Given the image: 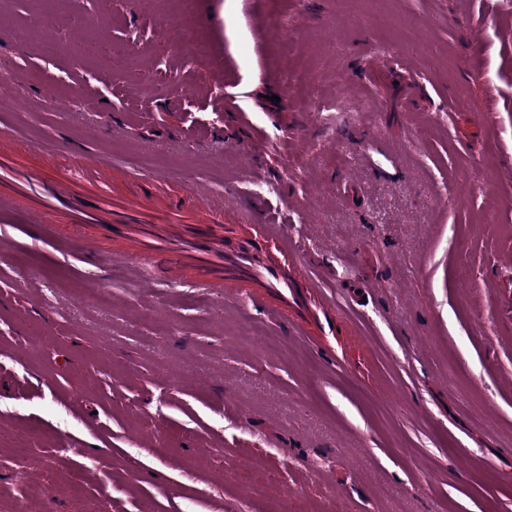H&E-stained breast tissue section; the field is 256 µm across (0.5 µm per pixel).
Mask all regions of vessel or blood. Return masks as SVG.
I'll return each instance as SVG.
<instances>
[{"label": "vessel or blood", "mask_w": 512, "mask_h": 512, "mask_svg": "<svg viewBox=\"0 0 512 512\" xmlns=\"http://www.w3.org/2000/svg\"><path fill=\"white\" fill-rule=\"evenodd\" d=\"M112 164L58 165L35 172L0 131V223L26 224L37 236L72 231L84 255L144 286L192 285L237 291L259 314L288 319V295L314 288L320 326L336 329V304L318 273L299 279L300 256L287 225L248 201L224 205L223 194L175 190L170 176L150 177L142 192L112 177Z\"/></svg>", "instance_id": "b4317fda"}]
</instances>
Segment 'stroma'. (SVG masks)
Returning a JSON list of instances; mask_svg holds the SVG:
<instances>
[{
    "label": "stroma",
    "mask_w": 512,
    "mask_h": 512,
    "mask_svg": "<svg viewBox=\"0 0 512 512\" xmlns=\"http://www.w3.org/2000/svg\"><path fill=\"white\" fill-rule=\"evenodd\" d=\"M0 14L19 145L262 199L348 309L304 343L0 224V512L66 444L89 468L57 459L48 512H512V0ZM175 27L204 54H154Z\"/></svg>",
    "instance_id": "35a3bbf8"
}]
</instances>
